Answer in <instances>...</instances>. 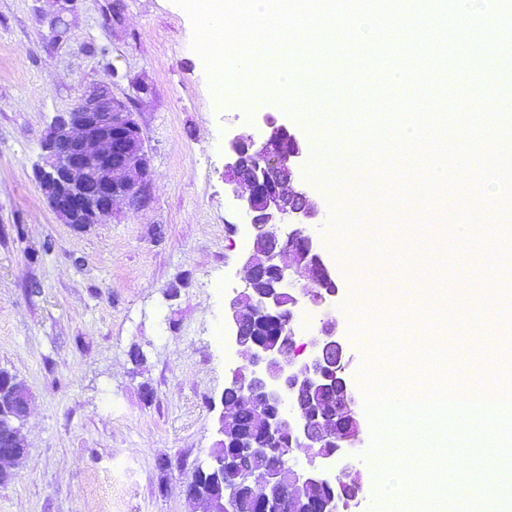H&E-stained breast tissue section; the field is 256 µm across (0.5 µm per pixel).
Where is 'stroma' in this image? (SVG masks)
Segmentation results:
<instances>
[{"mask_svg": "<svg viewBox=\"0 0 512 512\" xmlns=\"http://www.w3.org/2000/svg\"><path fill=\"white\" fill-rule=\"evenodd\" d=\"M52 11L50 0H0V369L31 394L27 457L0 485V512H198L183 489L209 461L230 369L246 362L225 359L213 338L226 325L228 299L245 285L250 246L224 184V144L232 132L261 136L266 112L307 146L319 132L274 101L257 99L250 113L231 100L216 106L192 21L175 0H75L58 43ZM100 86L129 103L142 129L149 202L141 211L116 203L107 222L76 230L56 217L34 171L56 115ZM312 193L321 212L309 230L336 275L337 334L361 402L366 362L390 368L365 319L400 311L361 295L334 249L332 204L347 192ZM467 196L463 185L440 189L420 230L412 206L380 203L349 239L368 236L367 263L388 270L398 287H456L464 305L476 304L491 279L492 248L464 265H430L416 252L444 247L452 207ZM400 313L422 341L450 349L445 368L416 370L419 388L435 379L475 388L512 362V345L453 348L420 307ZM134 346L144 354L138 365ZM372 443L366 419L350 460L363 477L352 512L384 510Z\"/></svg>", "mask_w": 512, "mask_h": 512, "instance_id": "35a3bbf8", "label": "stroma"}]
</instances>
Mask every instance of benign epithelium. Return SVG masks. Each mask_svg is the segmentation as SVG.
<instances>
[{
  "instance_id": "1",
  "label": "benign epithelium",
  "mask_w": 512,
  "mask_h": 512,
  "mask_svg": "<svg viewBox=\"0 0 512 512\" xmlns=\"http://www.w3.org/2000/svg\"><path fill=\"white\" fill-rule=\"evenodd\" d=\"M260 121L264 128L260 140L241 135L227 140L229 161L224 166V184L249 219L252 241L264 242L263 255L252 250L245 256V287L224 308L236 345L249 356L248 364L230 370V381L252 399L261 429L270 439L286 437L289 446L308 449L311 464L318 458L351 456L361 433L352 391L343 387L345 425L338 428L335 418L319 407L301 405L303 391L329 387L346 367L331 310L335 276L306 227V221L319 215V202L296 179L301 141L270 113ZM284 139L289 145L286 150L281 147ZM149 166L134 113L109 89L99 87L55 117L42 144L36 176L61 220L85 228L104 223L118 199L133 210L143 209L149 199ZM313 267L321 274L322 288L297 290L301 280H310ZM304 303L323 315L306 356L248 338V323L263 316L278 317L280 335L295 343V313ZM330 347L339 350L335 362L326 358ZM25 418L24 414L0 417V429L18 440ZM249 451L270 461L261 473L264 491L255 498V512H285L288 495L297 497L307 489L348 484L353 499L361 491L359 472L347 467L332 479L313 467L290 464V455L280 448L251 447ZM198 503L201 512H233V502L222 491ZM305 512H336V499L330 495L310 500Z\"/></svg>"
}]
</instances>
